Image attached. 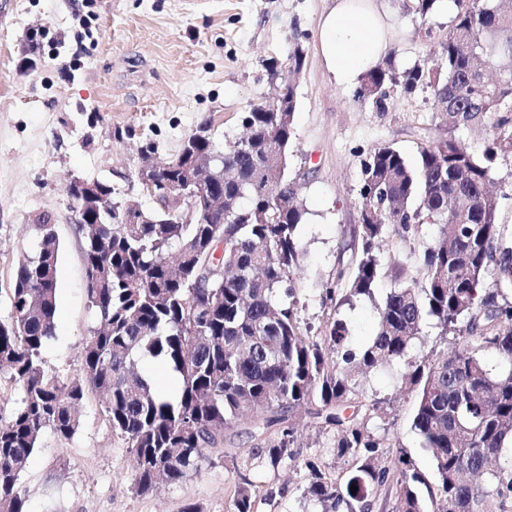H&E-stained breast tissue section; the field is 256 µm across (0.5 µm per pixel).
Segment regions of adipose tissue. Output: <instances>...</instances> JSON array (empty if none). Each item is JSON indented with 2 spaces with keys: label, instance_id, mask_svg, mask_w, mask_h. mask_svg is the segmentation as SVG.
<instances>
[{
  "label": "adipose tissue",
  "instance_id": "ef3b65f1",
  "mask_svg": "<svg viewBox=\"0 0 512 512\" xmlns=\"http://www.w3.org/2000/svg\"><path fill=\"white\" fill-rule=\"evenodd\" d=\"M389 45L387 25L371 0H336L320 20V55L337 84H356Z\"/></svg>",
  "mask_w": 512,
  "mask_h": 512
}]
</instances>
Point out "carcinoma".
I'll list each match as a JSON object with an SVG mask.
<instances>
[{"mask_svg": "<svg viewBox=\"0 0 512 512\" xmlns=\"http://www.w3.org/2000/svg\"><path fill=\"white\" fill-rule=\"evenodd\" d=\"M456 13L439 37L431 69L402 76L404 89L425 85L433 106L453 125L486 127L481 153L446 135L422 140L419 161L383 145L362 161L360 224L354 266L323 285L340 304L369 296L380 276V246L397 236L412 264L394 269L397 287L378 311V332L362 349L350 347L347 323L336 318L316 336L296 318L302 250L296 230L303 206L293 188L267 196L256 189L262 146L283 151L293 136L294 85L280 84L288 111L253 105L243 139L219 147L214 137L167 161L165 175L187 178L209 159L212 190L230 205L222 224H182L169 213L149 224H124L123 204L100 182V199L77 225L85 288L98 323L83 348L85 376L64 383L43 368L42 348L53 336L59 244L49 219L34 225L36 252L18 266L9 292L11 317L0 322V370L21 398L0 421V512H23L19 478L46 429L73 437L76 406L89 387L104 397L112 432L131 448L134 488L145 494L158 478L179 482L198 471L210 449L232 440L240 417L253 416L252 448L271 466L296 441L292 420L303 409L336 435V454L350 466L333 480L311 465L309 493L334 510L372 512L394 495L391 512H512V460L490 468L512 447V229L499 223L506 195L489 189L499 158H512V10L501 0H453ZM292 36L288 70L306 60ZM396 75L378 65L361 77L359 99L373 112L390 109ZM437 226L423 248L425 224ZM224 237L220 265L215 243ZM452 336L438 359L412 354L426 320ZM499 358L488 368L482 354ZM158 359L181 378L169 400L138 369ZM401 363L416 394L412 427L428 451L434 484L398 454L382 462L384 445L368 423L382 410L365 401L359 375ZM232 512H255L253 483L239 474ZM357 487L351 493L350 487Z\"/></svg>", "mask_w": 512, "mask_h": 512, "instance_id": "1", "label": "carcinoma"}]
</instances>
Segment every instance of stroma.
Instances as JSON below:
<instances>
[{"label": "stroma", "instance_id": "1", "mask_svg": "<svg viewBox=\"0 0 512 512\" xmlns=\"http://www.w3.org/2000/svg\"><path fill=\"white\" fill-rule=\"evenodd\" d=\"M391 23L387 53L396 75L433 64L438 36L453 22L452 0L419 19L412 0H377ZM332 0H0V321L11 315L9 289L19 262L37 247L34 226L49 216L59 240L55 333L42 349L45 370L63 382L81 378L83 344L97 321L84 287L82 242L67 205L76 178L112 185L114 197L155 203L136 173L141 150L154 161L173 158L184 138L212 120L216 143L243 134L240 117L265 102L272 82L265 64L286 59L292 27L307 33L303 73L296 80L288 177L305 209L297 228L303 255L296 288L297 318L312 328L333 316L348 323L354 348L378 330V309L394 288L390 271L401 253L383 247L384 272L371 295L333 306L321 286L350 263L349 231L359 220L360 162L373 148L392 145L416 163L424 137L449 134L480 151L486 132L450 126L426 89L395 87L390 111L372 112L357 90L336 83L318 54V23ZM365 398L386 401L372 419L389 454L406 451L426 480L428 453L411 428L416 397L396 368L361 376ZM79 431L69 439L44 431L20 478L26 512H229L247 473L255 512H323L308 492L312 460L328 477L345 475L332 431L305 411L295 414L297 440L288 462L269 467L252 450L248 420L200 472L152 493L133 488L132 454L113 433L98 393L78 406Z\"/></svg>", "mask_w": 512, "mask_h": 512}]
</instances>
